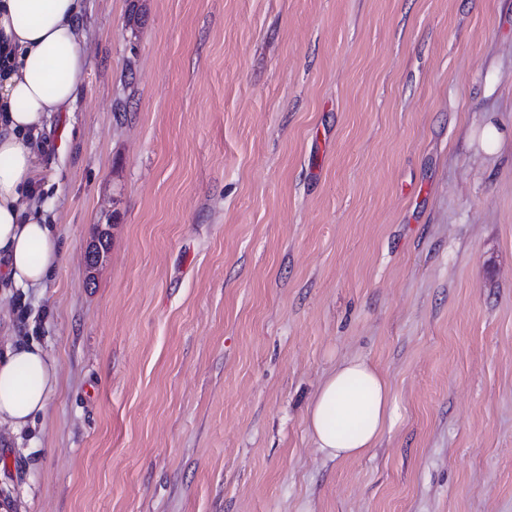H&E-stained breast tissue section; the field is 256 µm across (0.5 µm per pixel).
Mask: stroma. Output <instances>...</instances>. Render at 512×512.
Here are the masks:
<instances>
[{"instance_id": "obj_1", "label": "stroma", "mask_w": 512, "mask_h": 512, "mask_svg": "<svg viewBox=\"0 0 512 512\" xmlns=\"http://www.w3.org/2000/svg\"><path fill=\"white\" fill-rule=\"evenodd\" d=\"M39 185L63 257L0 290L60 388L0 512H512V0H83ZM95 269L86 254L101 232ZM397 420L327 459L342 360ZM389 381L367 359L343 360L319 386L305 414L316 448L329 459L359 458L394 424Z\"/></svg>"}]
</instances>
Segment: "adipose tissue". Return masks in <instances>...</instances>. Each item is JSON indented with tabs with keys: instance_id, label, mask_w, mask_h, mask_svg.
<instances>
[{
	"instance_id": "ef3b65f1",
	"label": "adipose tissue",
	"mask_w": 512,
	"mask_h": 512,
	"mask_svg": "<svg viewBox=\"0 0 512 512\" xmlns=\"http://www.w3.org/2000/svg\"><path fill=\"white\" fill-rule=\"evenodd\" d=\"M81 0H0V286L46 281L62 250L39 209L35 139L51 113L72 103L84 82ZM56 361L34 341L10 342L0 354V425L35 423L58 388ZM396 403L373 363L347 359L319 386L305 414L316 447L329 459L359 458L390 429Z\"/></svg>"
}]
</instances>
